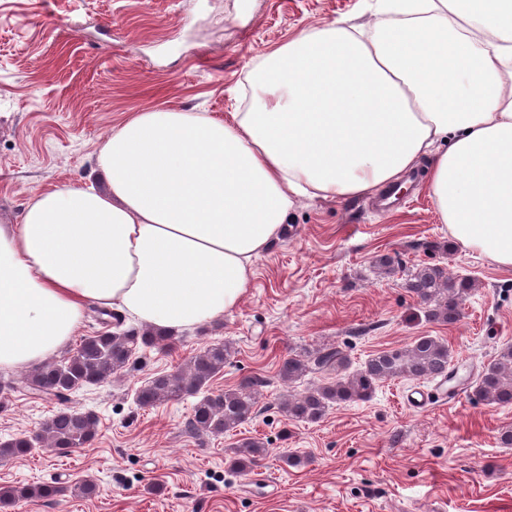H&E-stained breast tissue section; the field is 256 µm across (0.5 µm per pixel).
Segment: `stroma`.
<instances>
[{
  "instance_id": "35a3bbf8",
  "label": "stroma",
  "mask_w": 512,
  "mask_h": 512,
  "mask_svg": "<svg viewBox=\"0 0 512 512\" xmlns=\"http://www.w3.org/2000/svg\"><path fill=\"white\" fill-rule=\"evenodd\" d=\"M340 18L372 26V0H0V221L16 222L34 192L93 182L100 148L128 113L241 111L247 76L266 53ZM429 168L420 158L411 193L396 205L378 192L299 199L286 232L255 259L239 305L179 332L174 346L140 352L65 403L5 392L0 440L35 434L64 406L98 418L88 447L38 448L0 464V485L65 488L8 512H512V446L501 441L512 430V404L491 405L472 391L512 344V270L451 238L427 189ZM382 256L391 275L375 267ZM419 265L473 282L456 323L429 321L409 292L407 276ZM423 335L451 349L465 379L457 399L410 408L412 384L397 378L317 423L280 411L283 394L331 378L316 370L284 383L278 369L288 355L332 348L355 370ZM222 341L235 352L211 389L265 379L252 420L202 440L185 430L190 401L137 404L149 378L186 368ZM247 437L263 439L269 454L241 472L229 450ZM287 452L304 465H285ZM89 476L96 496L69 493Z\"/></svg>"
}]
</instances>
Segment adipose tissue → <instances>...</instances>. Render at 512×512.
Here are the masks:
<instances>
[{
  "mask_svg": "<svg viewBox=\"0 0 512 512\" xmlns=\"http://www.w3.org/2000/svg\"><path fill=\"white\" fill-rule=\"evenodd\" d=\"M379 12L370 40L335 21L282 43L229 119L129 113L99 153L104 189L38 192L1 224L0 369L61 353L92 304L169 331L223 317L298 198L380 191L425 155L450 235L511 269L512 0Z\"/></svg>",
  "mask_w": 512,
  "mask_h": 512,
  "instance_id": "adipose-tissue-1",
  "label": "adipose tissue"
}]
</instances>
